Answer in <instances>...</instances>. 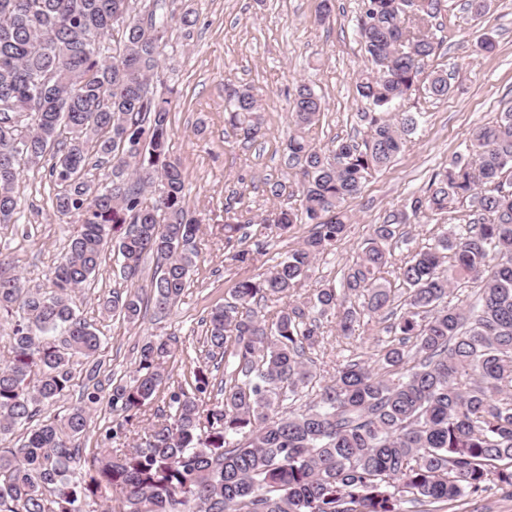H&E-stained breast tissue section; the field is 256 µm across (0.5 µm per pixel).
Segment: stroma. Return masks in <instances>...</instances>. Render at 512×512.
<instances>
[{"label":"stroma","instance_id":"1","mask_svg":"<svg viewBox=\"0 0 512 512\" xmlns=\"http://www.w3.org/2000/svg\"><path fill=\"white\" fill-rule=\"evenodd\" d=\"M158 18L170 22L167 45L153 81L155 95L170 102V152L182 164L189 208L200 219L196 239L199 260L177 307L165 318L146 313L136 323L103 311L100 298L112 290L145 292L156 268L147 256L139 278L124 279L116 264L114 242L127 227L115 225L98 273L73 300L83 317L103 339L98 358L99 376L132 375L137 350L149 335L173 336L180 351L173 364L176 380L189 377L191 365L205 335V321L224 303L243 279L259 278L299 247L311 228L298 220L288 234L266 237L259 217L286 205L300 179L288 165L286 144L294 131L289 110L300 81L312 82L324 101L318 121L306 132L318 148L328 151L347 138H365L368 125L360 115L368 104L356 90L367 59L358 37L362 0H333L330 17L320 20L321 0H159ZM192 11V34L171 23L170 17ZM439 47L428 60L427 74L444 71L451 91L437 99L420 79L395 106L396 112L418 114L417 131L386 168L371 172L360 194L344 205L347 232L331 253L320 256L299 290L301 297L316 289L340 287L348 268L362 254L375 225L383 223L414 195L423 193L435 174L456 154L464 152L473 132L495 121L512 107V0H493L491 10L475 18L465 0H442L434 21ZM491 36L495 47L480 46ZM253 87L261 105L265 134L253 141L224 120V86ZM282 183L286 194L274 197L269 188ZM57 191L48 162L29 166L16 187L18 209L14 224L0 228V257L9 275L47 292L52 272L81 224L77 217H58L52 200ZM255 216L246 225L244 240L225 244L224 207ZM469 203L457 199L446 212L425 215L405 225L408 242L393 251L386 275L399 288L397 272L415 249L434 244L442 226L462 228ZM263 248L258 261H237L238 251ZM386 321L372 319L357 335L342 336L335 323H326L317 346L309 351V366L318 379L327 380L337 361L357 358L377 361L378 341L388 340Z\"/></svg>","mask_w":512,"mask_h":512}]
</instances>
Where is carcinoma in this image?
<instances>
[{
  "instance_id": "obj_1",
  "label": "carcinoma",
  "mask_w": 512,
  "mask_h": 512,
  "mask_svg": "<svg viewBox=\"0 0 512 512\" xmlns=\"http://www.w3.org/2000/svg\"><path fill=\"white\" fill-rule=\"evenodd\" d=\"M132 0H0V224H10L22 166L51 160L54 209L77 215L82 229L53 272L55 291L0 275V317L21 312L11 357L0 363V512H435L496 489L512 495V107L475 130L409 209L378 224L342 288H319L294 299L317 258L347 230L342 204L366 175L387 166L417 130L411 115L382 119L364 113L370 135L329 153L303 135L288 140V162L300 168L301 212L261 219L270 234L288 233L302 213L313 224L300 247L262 278L239 281L231 300L211 310L198 365L176 381L168 364L175 337L146 339L127 379L108 378L113 444L88 452V431L105 386L95 380L101 336L73 306L72 293L100 267L112 225L130 224L118 242L120 273L133 279L144 255L157 269L151 295L112 291L104 310L137 322L152 306L164 317L181 300L197 264L200 221L187 207L185 179L169 152L168 102L150 91L166 27L150 5ZM441 0H363L358 33L371 67L357 93L388 111L419 81L435 51L432 19ZM122 29L119 55L102 39ZM430 96L448 95L437 73ZM227 123L247 140L263 135L261 107L251 90L224 86ZM322 111L312 85L292 100L302 131ZM111 169L93 188L90 160ZM469 200L465 232L452 229L399 267L401 314L380 345V367L350 358L320 385L306 351L319 343L323 320L344 336L361 318L392 315L396 293L383 274L399 226L438 214L455 198ZM482 283L478 302L450 305L452 286ZM286 298L276 316L262 304ZM90 363L92 389L60 419L34 423L41 408L65 396L74 359ZM232 371L210 405L212 371ZM318 386L307 407L281 412L283 402ZM163 408L124 446L142 408Z\"/></svg>"
}]
</instances>
